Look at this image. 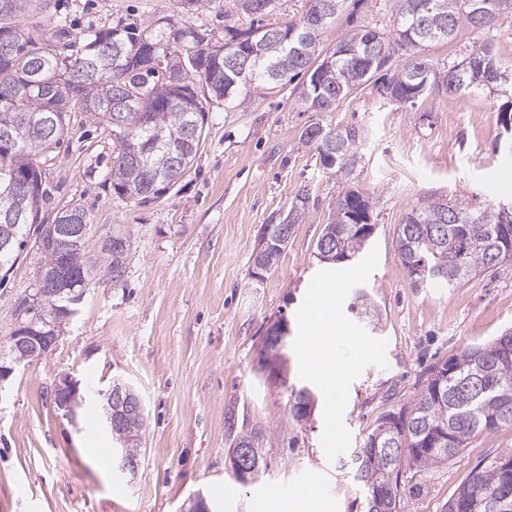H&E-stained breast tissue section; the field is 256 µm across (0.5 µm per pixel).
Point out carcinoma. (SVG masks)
Instances as JSON below:
<instances>
[{
	"mask_svg": "<svg viewBox=\"0 0 512 512\" xmlns=\"http://www.w3.org/2000/svg\"><path fill=\"white\" fill-rule=\"evenodd\" d=\"M28 2L0 0V130L20 129L13 149L0 151V233L14 226L11 252L0 253V271L6 273L30 245L40 254L38 269H48L58 260L56 231L42 216L54 199L45 164L63 143L74 109L94 117L112 139L113 192L148 201L168 192L164 176L175 179L192 166L207 124L206 105L211 102L232 105L301 76L303 81L295 88L306 110L331 112L340 99L372 79L383 97L406 103L427 92L421 78L427 70L464 94L498 91L509 79V68L489 46L443 68L418 55V50L432 42L424 36L426 32L443 30L438 41L446 42L463 27L477 28L479 21L492 25L512 12V0H394L397 26L390 35L375 28L354 30L338 38L336 45L354 42L356 51L339 56L331 52L332 65L322 69H310L309 58L290 60L288 71L277 80L269 69L277 63L278 53L271 52L253 67L250 81L239 80L235 85L215 48L243 45L254 26L226 29L224 37L217 38L214 30L195 23L176 27L159 21L140 31L118 20L77 38L61 19L52 39L41 42L33 29L14 22ZM328 2L332 9L319 27L320 35L335 28L347 9L348 0ZM203 35L214 37L213 48L202 43ZM191 124L198 134L187 142L183 131ZM330 134L339 138L337 153L326 149ZM300 142L315 149L322 172L348 177L362 159L366 135L355 126L332 128L317 122L302 131ZM14 172L29 180L21 199L7 192ZM310 192L308 186L299 190L287 212V234L263 251L267 269L278 265L293 229L303 223ZM354 196L348 190L337 198L334 218L324 225L317 243L325 239L340 243L356 256L366 242L346 211ZM13 210L22 212L17 222L6 219ZM73 210L82 214L87 230L81 248L67 254L66 263L76 279L91 281L101 271L97 224L92 209L75 206ZM411 213L426 223L397 225L403 265L413 261L432 269L447 266V276L436 279L438 283L453 287L512 260V224L501 223L491 204L471 209L428 198ZM127 254L126 250L112 254V267L107 269L112 281L122 279ZM63 305L60 297L37 305L34 315L39 327L52 322ZM311 394L307 387L291 392L290 411L295 418L310 415ZM383 417L394 421L395 428L382 435L380 426L372 428L363 443L362 470L353 475L361 494V512H372L369 493L374 483L391 486L392 496L385 504L390 512H407L408 473L445 466L475 437L512 428V331L431 365L415 397ZM144 421L143 415L122 418L112 428V438L126 444L131 459L142 458ZM227 426L232 445L253 444L255 432H235L231 416ZM395 441L408 449L405 458L384 453ZM498 459L497 455L486 457L474 466L448 500L445 512H498L494 505L502 499L511 504L506 512H512V478H504Z\"/></svg>",
	"mask_w": 512,
	"mask_h": 512,
	"instance_id": "1",
	"label": "carcinoma"
}]
</instances>
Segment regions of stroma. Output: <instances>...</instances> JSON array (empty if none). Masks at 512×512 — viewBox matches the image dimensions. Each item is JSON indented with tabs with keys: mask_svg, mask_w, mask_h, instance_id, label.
Masks as SVG:
<instances>
[{
	"mask_svg": "<svg viewBox=\"0 0 512 512\" xmlns=\"http://www.w3.org/2000/svg\"><path fill=\"white\" fill-rule=\"evenodd\" d=\"M186 16L179 0H32L24 25L46 31L58 18L74 34L121 20L138 28L165 17L213 28H248L237 0H203ZM393 0H356L350 20L321 35L324 49L351 29H392ZM512 15L491 28H461L449 42L421 47L447 64L483 45L512 64ZM507 95L431 92L415 103L383 98L368 82L331 112H309L290 88L234 108L208 107L204 140L193 166L161 199L140 204L112 191V142L88 114L72 122L48 163L59 184L56 205L92 208L99 225L131 231L121 281L101 272L73 323L43 358L10 379L0 400V512H180L203 492L216 512H250L253 496L291 486L269 512H360L358 487L341 462L360 447L376 418L413 398L424 368L467 346L512 329V263L453 288L415 285L404 269L396 226L419 200L469 206L512 198L501 186L512 159L494 146L504 131L498 113ZM357 126L368 134L351 176L323 173L299 137L311 123ZM308 211L278 266L250 279L253 249L264 225L288 211L302 187ZM355 189L373 198L376 231L363 252L342 264L351 288L336 299L333 350L348 370L340 382L335 431L326 413L296 420L292 389L323 386L304 364L303 319L308 298L327 275L315 245L336 199ZM35 253L22 255L0 282V339L7 336L18 294L33 286ZM366 293L379 311L367 322L349 309ZM288 322V374L271 379L259 358L266 329ZM79 383L86 402L75 417L51 395L58 376ZM132 384L146 403L144 457L136 476L112 461V438L90 432L100 415L98 391L114 380ZM257 430L260 479L238 482L229 465L227 418ZM97 455H89V448ZM512 450V430L474 439L447 466L412 483L409 512H444L448 499L486 456ZM319 476L320 508L305 506L293 488L301 473Z\"/></svg>",
	"mask_w": 512,
	"mask_h": 512,
	"instance_id": "35a3bbf8",
	"label": "stroma"
}]
</instances>
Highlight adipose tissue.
Wrapping results in <instances>:
<instances>
[{
  "label": "adipose tissue",
  "mask_w": 512,
  "mask_h": 512,
  "mask_svg": "<svg viewBox=\"0 0 512 512\" xmlns=\"http://www.w3.org/2000/svg\"><path fill=\"white\" fill-rule=\"evenodd\" d=\"M314 306L304 324L308 344L301 356L307 367L319 373L323 379L327 403H335L340 376L345 373V364L339 363L330 350L324 349L319 341L324 332V323L336 306V291L332 288L320 289L313 298Z\"/></svg>",
  "instance_id": "adipose-tissue-1"
}]
</instances>
